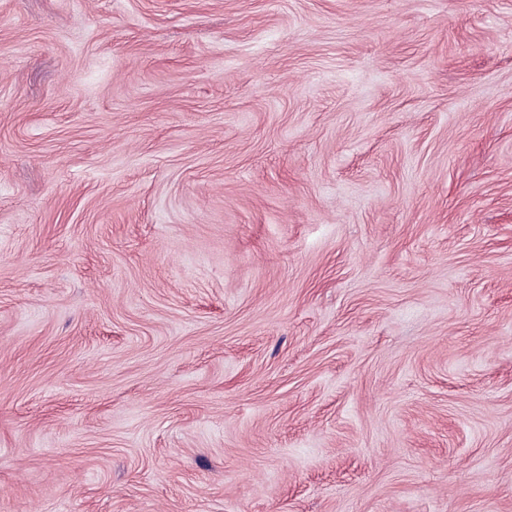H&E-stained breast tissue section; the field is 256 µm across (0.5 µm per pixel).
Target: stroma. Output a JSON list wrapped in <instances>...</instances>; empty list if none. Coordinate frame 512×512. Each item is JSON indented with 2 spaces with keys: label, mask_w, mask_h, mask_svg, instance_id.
I'll return each instance as SVG.
<instances>
[{
  "label": "stroma",
  "mask_w": 512,
  "mask_h": 512,
  "mask_svg": "<svg viewBox=\"0 0 512 512\" xmlns=\"http://www.w3.org/2000/svg\"><path fill=\"white\" fill-rule=\"evenodd\" d=\"M0 512H512V0H0Z\"/></svg>",
  "instance_id": "35a3bbf8"
}]
</instances>
